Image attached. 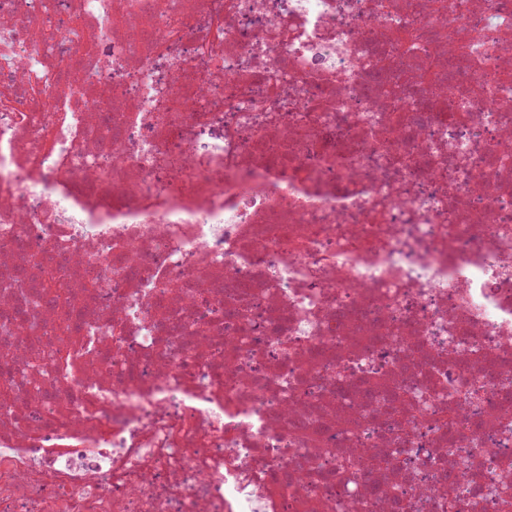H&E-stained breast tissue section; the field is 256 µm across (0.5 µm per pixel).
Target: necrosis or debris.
Instances as JSON below:
<instances>
[{
  "label": "necrosis or debris",
  "instance_id": "obj_1",
  "mask_svg": "<svg viewBox=\"0 0 512 512\" xmlns=\"http://www.w3.org/2000/svg\"><path fill=\"white\" fill-rule=\"evenodd\" d=\"M59 7L0 0V512H507L512 0Z\"/></svg>",
  "mask_w": 512,
  "mask_h": 512
}]
</instances>
